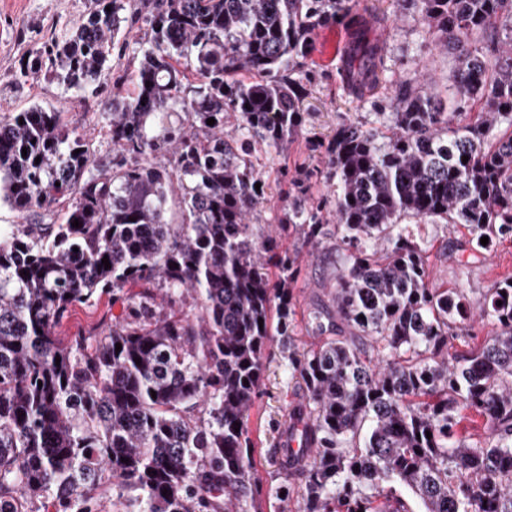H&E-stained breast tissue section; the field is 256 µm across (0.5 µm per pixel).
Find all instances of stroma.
Masks as SVG:
<instances>
[{
  "instance_id": "35a3bbf8",
  "label": "stroma",
  "mask_w": 512,
  "mask_h": 512,
  "mask_svg": "<svg viewBox=\"0 0 512 512\" xmlns=\"http://www.w3.org/2000/svg\"><path fill=\"white\" fill-rule=\"evenodd\" d=\"M86 0H0V114L19 112L39 104L63 113L89 137L95 157L108 162L112 147L106 137L111 119L112 85L102 82L96 98L86 100L64 91L55 81L40 79L26 85L15 84L11 73L18 57L29 46L46 40L50 31H63L64 23L79 18ZM365 18L387 16L389 26L379 38L385 51V69L379 92L390 95L397 83H432L438 89L450 85L452 60L437 46L433 35L418 32L401 0H356ZM348 30L344 23L315 31L313 51L304 76L307 94L302 104L304 122L287 152L269 149L258 153L256 169L265 184V199L250 215L253 224L278 223L288 208V187L292 181L309 179V204L321 205L325 217H332L335 198L332 188L320 173L321 156L337 127L346 120L371 122L374 105L353 101L340 82V69ZM421 232L427 241L430 280L441 288H463L471 300H479L487 288L512 276V237L497 240L468 266L458 257L470 237L468 228L459 224L446 230L441 224H425ZM283 245L298 251L301 275L294 285L296 299L294 329L290 335L275 337L266 364L263 384L249 411L248 428L253 456L262 485L281 482L277 450L288 422V410L297 400L298 389L288 373V355L319 343L306 325L310 307L331 303V285L336 273V254L299 246L294 237ZM111 297L105 296L93 306L78 305L62 321L58 332L63 340L88 334L110 315L119 314Z\"/></svg>"
}]
</instances>
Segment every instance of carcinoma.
I'll return each mask as SVG.
<instances>
[{
	"label": "carcinoma",
	"mask_w": 512,
	"mask_h": 512,
	"mask_svg": "<svg viewBox=\"0 0 512 512\" xmlns=\"http://www.w3.org/2000/svg\"><path fill=\"white\" fill-rule=\"evenodd\" d=\"M411 3L453 51L451 97L407 83L370 124L339 125L323 161L336 223L297 196L278 224L336 250L332 307L310 321L355 334L289 358L288 442L312 454L282 449L285 482L265 491L246 413L300 267L247 223L265 195L254 159L302 127L293 75L317 29L349 21L350 92L378 84L356 0H87L62 38L22 53L16 83L93 95L146 26L139 68L113 84L109 163L58 111L0 115V203L53 215L0 239V512H101L110 494L116 512H261L262 495L295 492L300 512H412L405 492L421 512H512V277L479 301L492 336L452 353L470 299L433 287L425 239L402 223L465 224L478 253L512 235V0ZM174 195L182 221L167 224ZM104 294L116 326L59 338Z\"/></svg>",
	"instance_id": "obj_1"
}]
</instances>
